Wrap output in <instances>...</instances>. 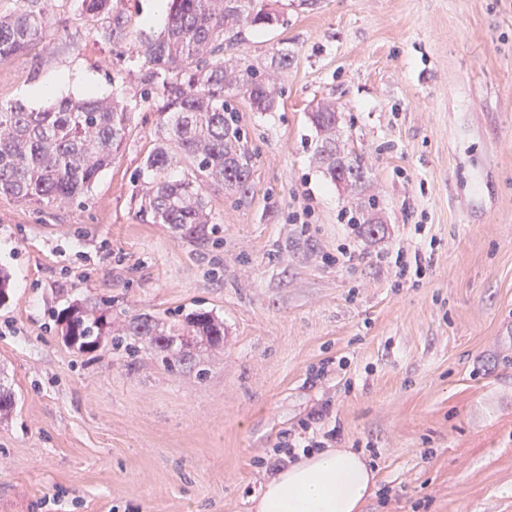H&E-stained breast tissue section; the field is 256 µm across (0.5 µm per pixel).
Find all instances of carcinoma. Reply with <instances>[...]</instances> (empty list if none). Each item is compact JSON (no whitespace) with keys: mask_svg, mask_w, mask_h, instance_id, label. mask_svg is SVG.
<instances>
[{"mask_svg":"<svg viewBox=\"0 0 512 512\" xmlns=\"http://www.w3.org/2000/svg\"><path fill=\"white\" fill-rule=\"evenodd\" d=\"M0 14V62L46 38L40 0ZM96 31L128 49L136 91L92 93L54 100L35 111L16 102L0 106V197L25 204L76 202L124 147L132 114L158 113L164 141L146 156L134 178L131 203L153 224L192 237L213 223L204 190L241 200L253 193L255 154L247 146L230 99L242 97L258 112L276 106L280 90L271 70L246 58H224L244 26L271 25L279 16L263 0H170L158 34L128 31L125 0H79ZM317 136L315 158L325 177L362 207L368 168L355 148L342 147L336 105L318 102L309 112ZM63 341L81 354L108 343L129 356L149 353L168 367L195 361V351L224 341V321L198 309L183 316L112 318V301L75 299L52 311Z\"/></svg>","mask_w":512,"mask_h":512,"instance_id":"obj_1","label":"carcinoma"}]
</instances>
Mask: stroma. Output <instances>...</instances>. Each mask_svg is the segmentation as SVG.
Here are the masks:
<instances>
[{"mask_svg": "<svg viewBox=\"0 0 512 512\" xmlns=\"http://www.w3.org/2000/svg\"><path fill=\"white\" fill-rule=\"evenodd\" d=\"M237 55L278 71L270 112L234 103L254 192L207 191L205 240L143 222L133 177L162 132L140 112L83 203L0 198V512H252L256 457L323 401L340 445L369 453L362 512H512V0H270ZM45 41L0 63V103L39 109L51 83L107 94L119 63L74 0H46ZM336 101L368 164L376 235L313 161L308 119ZM313 204L309 230L288 216ZM423 232H415V225ZM430 250L418 283L327 263L357 241ZM114 313L195 308L224 320L196 369L64 344L49 315L89 295ZM347 366L311 381L326 360Z\"/></svg>", "mask_w": 512, "mask_h": 512, "instance_id": "obj_1", "label": "stroma"}]
</instances>
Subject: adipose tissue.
Returning a JSON list of instances; mask_svg holds the SVG:
<instances>
[{
    "instance_id": "adipose-tissue-1",
    "label": "adipose tissue",
    "mask_w": 512,
    "mask_h": 512,
    "mask_svg": "<svg viewBox=\"0 0 512 512\" xmlns=\"http://www.w3.org/2000/svg\"><path fill=\"white\" fill-rule=\"evenodd\" d=\"M366 458L346 448L300 455L271 477L254 512H360L375 487Z\"/></svg>"
}]
</instances>
